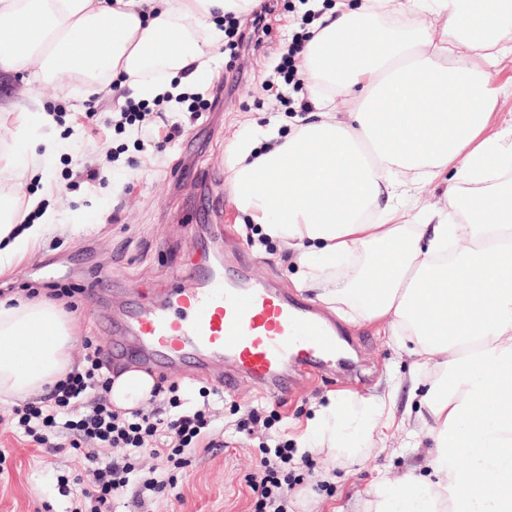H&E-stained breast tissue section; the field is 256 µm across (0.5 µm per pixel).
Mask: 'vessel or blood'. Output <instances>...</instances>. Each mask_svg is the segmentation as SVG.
Segmentation results:
<instances>
[{
	"label": "vessel or blood",
	"instance_id": "b4317fda",
	"mask_svg": "<svg viewBox=\"0 0 512 512\" xmlns=\"http://www.w3.org/2000/svg\"><path fill=\"white\" fill-rule=\"evenodd\" d=\"M108 364L165 373L174 367L216 374L218 389L235 392L250 380L260 393L287 395L288 366L307 373L336 357V322L272 283L253 279L234 254L222 271L196 267L191 283L173 278L148 302L130 298L118 313H102ZM213 372V371H212Z\"/></svg>",
	"mask_w": 512,
	"mask_h": 512
}]
</instances>
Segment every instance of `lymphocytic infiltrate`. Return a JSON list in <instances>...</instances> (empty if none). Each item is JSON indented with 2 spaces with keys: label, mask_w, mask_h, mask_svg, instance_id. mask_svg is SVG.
Listing matches in <instances>:
<instances>
[{
  "label": "lymphocytic infiltrate",
  "mask_w": 512,
  "mask_h": 512,
  "mask_svg": "<svg viewBox=\"0 0 512 512\" xmlns=\"http://www.w3.org/2000/svg\"><path fill=\"white\" fill-rule=\"evenodd\" d=\"M82 347L81 363L39 401L14 407L12 418L16 428L45 452H60L63 445L55 440L60 429L68 436V445L79 452L89 486L76 498L71 512H112V500L129 485L138 455L146 451L158 461L144 474L142 489L162 493L170 483L169 469L186 466L188 455L200 444L215 448L210 438L213 420L208 410L181 409L175 383H157L150 395L151 400L168 402L169 417L158 418L140 409H116L109 399L112 377L102 344L87 336ZM103 448L119 449L120 454L101 459L99 451ZM290 460L285 447L262 460L260 470L250 480L257 495L255 512H283L278 495L292 482Z\"/></svg>",
  "instance_id": "1"
}]
</instances>
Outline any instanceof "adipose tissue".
<instances>
[{
	"instance_id": "1",
	"label": "adipose tissue",
	"mask_w": 512,
	"mask_h": 512,
	"mask_svg": "<svg viewBox=\"0 0 512 512\" xmlns=\"http://www.w3.org/2000/svg\"><path fill=\"white\" fill-rule=\"evenodd\" d=\"M253 0H0V73L28 74L74 94L132 97L178 107L224 44L227 14ZM422 16L413 30L361 18ZM512 61V0H362L312 25L300 59L312 121L280 135L242 129L228 153L233 204L263 236L297 254L300 283L344 319L385 326L433 375L420 413L395 417L389 399L330 401L301 439L313 452L345 450L357 432L421 422L426 474L381 476L365 491L366 512H512V126L487 128L497 97L475 60ZM14 137L0 151V266L59 223L26 197L29 171L56 141L36 137L56 124L40 105L1 107ZM447 178L446 210L408 216L413 190ZM22 232H15V225ZM47 335L33 356L16 337ZM75 329L49 300L0 301V402L32 397L65 379ZM155 385L145 373L118 375L120 409L138 406Z\"/></svg>"
}]
</instances>
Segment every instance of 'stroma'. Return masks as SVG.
Returning <instances> with one entry per match:
<instances>
[{
	"label": "stroma",
	"instance_id": "1",
	"mask_svg": "<svg viewBox=\"0 0 512 512\" xmlns=\"http://www.w3.org/2000/svg\"><path fill=\"white\" fill-rule=\"evenodd\" d=\"M308 7L301 0H280L269 15V30L262 44L240 53L222 47L204 81L210 107L194 117L187 107L176 110L153 107L152 126L177 124L179 137L165 151L141 147L136 127L113 124L111 100L83 104L63 93L39 91L18 76L0 74V103L15 108L38 99L58 118L44 134L69 142L68 151L42 162L28 176L26 194L42 197L43 207L57 211L61 227L48 230L11 265L0 268V289L28 298L30 289L47 284L72 288L73 309L67 315L75 324L76 338L98 336L100 308L86 303L83 290L89 273L103 267L115 274L123 287L150 295L167 284L173 266L190 270L201 261L216 265L223 254L221 240L210 237L190 205L193 198L210 197L220 209L216 224L231 225L239 243L256 259L255 276L315 303L316 292L293 284L299 269L287 247L259 237L254 224L236 223L232 203L229 147L252 119L260 126L276 124L288 134L302 115L288 111L284 101L308 99L306 84L290 87L274 71L278 56L293 37L306 29ZM97 114L96 125L83 115ZM99 169L104 179L86 183L77 173L84 167ZM348 357L358 367L351 375L341 367L314 372L294 394L274 400L257 392L248 382L234 393L201 397L202 380L184 371H169L178 383L184 408L209 404L216 431L224 446L198 452L188 466L176 473L175 489L144 494L135 503L136 484L115 498L112 512H254L256 497L249 479L259 468L266 450L288 443L293 450L289 472L297 482L286 490L288 512H364V490L378 473L396 475L423 468L419 449H403L404 433L390 430L386 439L361 435L352 442L359 455L309 454L299 446L309 422L330 398L391 395L396 412L418 405L410 381L413 360L391 336L376 326L338 321ZM11 404L0 402V512H68L80 495L76 479L79 466L72 449L48 455L23 433L11 428ZM259 410L263 421L251 431L239 428L250 410Z\"/></svg>",
	"mask_w": 512,
	"mask_h": 512
}]
</instances>
